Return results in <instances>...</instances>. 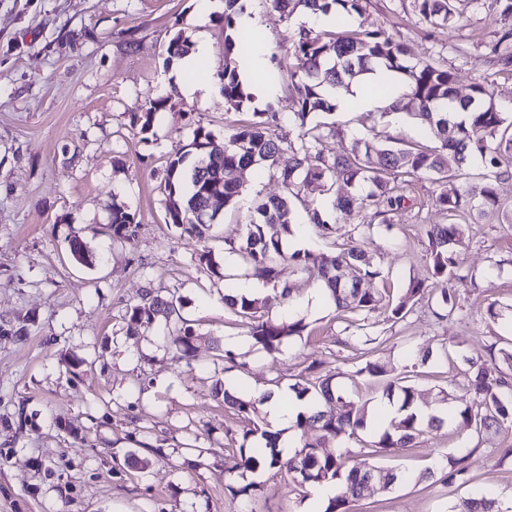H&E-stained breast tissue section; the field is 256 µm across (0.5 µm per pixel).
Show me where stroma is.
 Wrapping results in <instances>:
<instances>
[{"label": "stroma", "instance_id": "35a3bbf8", "mask_svg": "<svg viewBox=\"0 0 512 512\" xmlns=\"http://www.w3.org/2000/svg\"><path fill=\"white\" fill-rule=\"evenodd\" d=\"M242 5L267 27L278 79L264 99L234 111L216 88L225 63L217 20L223 0H0V512H306L293 482L270 471L259 475L257 497L229 491L224 462L247 425L212 398L224 350L235 354L232 378L245 390L287 388L321 360L347 400L370 412L382 396L357 375V354L340 344L343 324L316 278L282 265L294 299L306 304L307 328L273 355L254 346L224 305L227 288L240 283V258L228 245L241 237L252 201L280 194L272 172L251 178L244 202L224 214L209 240L165 222L159 184L197 126L220 146L254 111L293 109L288 48L308 14L288 20L269 0ZM464 16L462 28L448 31L421 21L413 0H367L355 24L386 30L416 57L447 65L459 97L489 78L497 101L512 105V75L499 74L490 54L512 17L495 0H469ZM180 31L207 49L205 86L165 61L168 40ZM160 96L167 107L142 136L133 117ZM412 109L401 103L398 124L383 122L376 108L336 111L344 134L324 142L325 154L383 130L425 140L407 117ZM432 191L429 181H416L415 202L394 214L392 234L364 241L394 290L433 282L422 227L446 217L433 208ZM116 196L136 214L134 241L114 238L108 227ZM75 238L95 255L94 266L73 260ZM207 249L230 280L200 265ZM459 251L471 276L457 290L461 312L438 324L426 304L416 305L376 347L399 368L406 350L447 348V361L413 379L426 401L441 388L458 394L468 358L487 345L512 349V328L487 313L512 306V224L492 216L470 225ZM147 286L182 297L181 316L202 336L190 360L176 357L175 322L128 335L126 311ZM471 446L467 482L402 483L362 500L358 512H451L460 498L487 490L512 512V429L477 441L448 426L388 463L420 472ZM131 455L146 467H131Z\"/></svg>", "mask_w": 512, "mask_h": 512}]
</instances>
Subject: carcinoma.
<instances>
[{
  "mask_svg": "<svg viewBox=\"0 0 512 512\" xmlns=\"http://www.w3.org/2000/svg\"><path fill=\"white\" fill-rule=\"evenodd\" d=\"M239 0H224V12L218 16L224 26L225 66L220 92L227 109H239L252 99V93L240 79L232 55L246 50L253 42L251 33L238 26L242 8ZM284 17L290 19L299 10L328 13L336 10L348 16L361 14L366 0H271ZM416 13L436 28L452 30L461 21L455 0H414ZM192 49L188 36L179 31L166 46V62L187 56ZM491 53L500 72L512 67V31L504 32L492 45ZM291 55L295 70L291 74L295 111L288 117L294 139L283 136L279 117L274 113L256 112L255 120L236 129L218 155L208 151L212 133L199 126L193 131L191 156L181 155L167 161L166 174L160 190L165 197L167 223L197 238L210 235L220 211L211 210V217L201 222L196 213L209 207L211 199L222 198L224 207H231L246 190L251 176L260 169L275 166L277 157L287 147L293 153L292 165L276 171L286 189L283 197L256 202L253 218L246 225V236L230 249L242 260L240 276L254 277L271 285L263 296L224 295V305L247 324L254 345L268 354L276 353L307 328L303 319L272 320L262 312L283 304L291 288L281 286L279 266L287 262L302 272L315 276L329 293L337 313H351L355 318L343 319L347 333L345 344L371 345L383 339L379 322L372 314L382 310L385 321L396 325L413 311L415 303L425 299L436 306L439 321L459 311L456 288L467 282L462 261L456 250L472 224H478L490 213L505 209L497 192V183L512 178V114L502 110L495 101L494 82L484 79L471 85L469 96L460 98L455 87V74L435 59L415 60L407 47L382 29L351 30L315 34L300 30L292 41ZM382 67L395 75L402 85V97L412 100L417 111L411 117L425 126L436 141L428 145L404 139L378 140L356 138L349 152L332 158L323 155L322 141L330 134H341L336 122L313 121L318 114H331L335 109L332 97L336 90L348 87L364 72ZM168 98L150 99L138 116L141 131L149 133ZM484 163V172L465 182L464 175L472 157ZM427 179L436 185L433 205L447 214L448 223L429 224L426 228L427 259L432 276L446 288H427L420 281L409 283L396 297L385 289L368 284L382 277L373 258L361 242L375 230L391 231L393 215L402 208L405 192L413 181ZM351 189L369 186L364 195L336 194L332 212L314 208L308 212L322 239L331 242L336 253L315 254L309 250L288 252L284 240L293 233L294 199L305 189L324 195L333 193L336 181ZM355 205L369 212L368 222L355 225L345 233L337 227V214H344ZM139 227L136 214L114 196L111 228L116 238L131 241ZM181 299L161 296L152 287L143 290L138 304L127 308V325L131 334L150 327L159 318L170 319L177 313ZM199 335L192 324L182 322L172 342L180 357L188 358ZM364 359L356 370L382 388V396L396 400L398 409L390 426L382 431L371 428L364 409L343 396L333 384L334 376L320 375L322 361H313L308 376L292 385L296 396L310 403L309 413H300L295 427L300 432V449L290 457L278 449L280 434L271 433L266 424L257 421L261 401L237 392L229 382L215 383V397L234 409L240 419L249 422L244 437L253 438L255 447H240L232 455L228 471L244 478L260 468L286 473L299 489L308 484L334 483L341 493L332 499L325 512H352V507L365 497L362 482L366 474L373 477L372 486L381 493L391 492L396 485L413 480L417 483L437 478L452 485L467 480L475 449L457 455L442 456L438 467L413 475L400 466H367L349 468L346 458L350 448L345 442L362 435L368 437L363 448L370 455L397 456L403 448L415 447L429 430L441 428L444 420L428 413L429 407L407 376L396 374L388 362L373 357V349L363 352ZM470 374L465 393L458 397V416L466 428L478 434L497 432L512 423V378L502 371L493 373L486 361L469 360ZM336 403L339 412L331 414L322 406ZM313 428L323 441H335L334 453L317 450L309 441L307 430ZM453 512H502L499 500L489 493H477L460 499Z\"/></svg>",
  "mask_w": 512,
  "mask_h": 512,
  "instance_id": "obj_1",
  "label": "carcinoma"
}]
</instances>
